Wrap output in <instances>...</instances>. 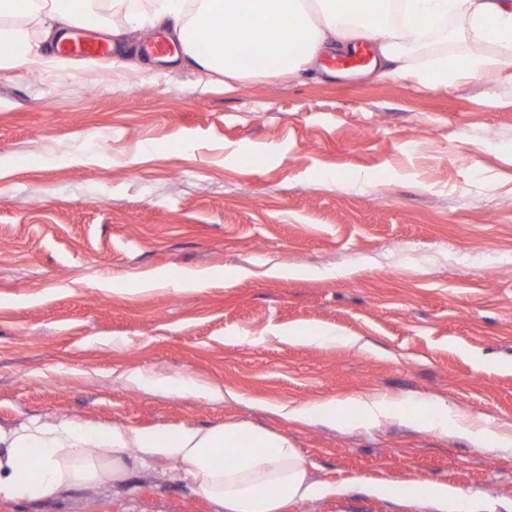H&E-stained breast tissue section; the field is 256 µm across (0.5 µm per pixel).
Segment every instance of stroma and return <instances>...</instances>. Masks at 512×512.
I'll return each instance as SVG.
<instances>
[{"mask_svg":"<svg viewBox=\"0 0 512 512\" xmlns=\"http://www.w3.org/2000/svg\"><path fill=\"white\" fill-rule=\"evenodd\" d=\"M448 28L412 63L498 51ZM71 62L0 70V428L247 424L309 465L319 492L286 512H512V449L432 429L423 404L512 424V65L421 89ZM158 270L212 276L137 291ZM291 326L363 346L280 341ZM137 370L221 394L146 392L125 379ZM365 394L416 402L423 421L273 411ZM384 477L397 488L375 492ZM408 479L447 485V501L408 495ZM0 512L217 508L169 462Z\"/></svg>","mask_w":512,"mask_h":512,"instance_id":"obj_1","label":"stroma"}]
</instances>
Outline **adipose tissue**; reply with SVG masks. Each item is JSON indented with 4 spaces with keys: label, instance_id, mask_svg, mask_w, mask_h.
I'll list each match as a JSON object with an SVG mask.
<instances>
[{
    "label": "adipose tissue",
    "instance_id": "ef3b65f1",
    "mask_svg": "<svg viewBox=\"0 0 512 512\" xmlns=\"http://www.w3.org/2000/svg\"><path fill=\"white\" fill-rule=\"evenodd\" d=\"M122 15L113 27V46L125 30L150 24L170 29L179 44L182 64L203 77L240 80L248 72L240 62L247 35L270 28L255 42L262 61L259 76H294L312 68L324 54L351 51L360 39L375 46L378 77L407 78L423 88L478 78L512 61V0H100ZM461 20L476 41L497 44V55L481 52L437 56L415 67L409 53L448 20ZM72 18L62 0H0V69L52 68L58 57L41 53L44 40L63 42ZM133 386L171 394L213 395L212 386L151 371L127 376ZM363 419L406 417L404 403L381 394L353 401L281 405L285 419L333 423L350 408ZM432 428L475 438L480 449L512 443V426L488 429L483 418L460 407L440 406ZM163 460L178 461L195 489L222 512H283L288 503L311 497L317 489L308 465L287 439L250 426L214 429L148 430L136 427L92 429L75 421L31 422L0 430V499L37 501L126 479Z\"/></svg>",
    "mask_w": 512,
    "mask_h": 512
}]
</instances>
